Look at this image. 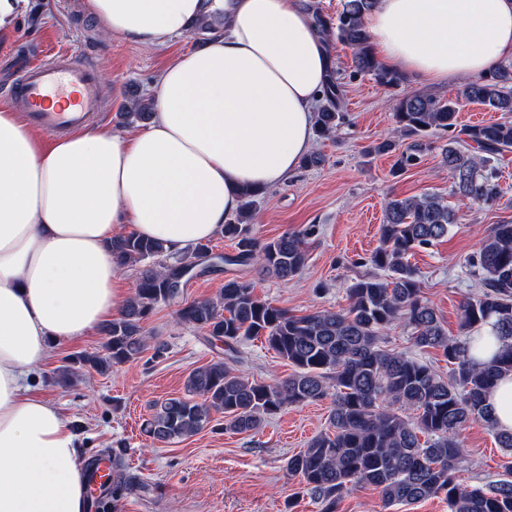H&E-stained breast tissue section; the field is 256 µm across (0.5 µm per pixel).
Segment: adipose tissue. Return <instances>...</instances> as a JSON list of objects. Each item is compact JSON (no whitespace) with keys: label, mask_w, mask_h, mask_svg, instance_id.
Instances as JSON below:
<instances>
[{"label":"adipose tissue","mask_w":512,"mask_h":512,"mask_svg":"<svg viewBox=\"0 0 512 512\" xmlns=\"http://www.w3.org/2000/svg\"><path fill=\"white\" fill-rule=\"evenodd\" d=\"M103 38L163 48L204 15L223 32L175 57L148 126L83 127L43 145L0 107V512H87L69 419L32 393L56 344L129 296L107 249L134 232L182 252L215 237L242 191L287 181L313 145L329 71L305 0H80ZM375 53L427 86L512 59V0H377Z\"/></svg>","instance_id":"ef3b65f1"}]
</instances>
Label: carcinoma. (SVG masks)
<instances>
[{"mask_svg": "<svg viewBox=\"0 0 512 512\" xmlns=\"http://www.w3.org/2000/svg\"><path fill=\"white\" fill-rule=\"evenodd\" d=\"M376 0H343L336 21L314 14L326 38L353 51L356 72L381 86L408 83L405 73L389 68L375 54L364 16ZM463 96L491 112L512 113V64L499 63L488 73L469 80ZM341 90L329 76L325 103L316 111L318 136H336L344 114ZM458 103L422 92L395 99L397 131L412 138L405 149L391 139L368 147V153L391 154L392 174L401 175L431 149L430 138L456 129ZM153 100L137 101L126 113L130 122L152 117ZM512 150V121L477 124L451 136L441 149L442 164L451 173L452 193L470 203L493 205L501 196L497 161ZM259 192L246 189L237 220L224 225V237L236 253L222 260L239 266L259 264L288 281L307 264L308 240L318 225L287 232L271 240L253 233L252 218ZM456 212L437 193L388 199L380 245L355 264L375 269L359 276L348 288V307L295 315L261 298L249 280L230 279L217 298L185 302L178 322L208 332L228 350L244 339H262L295 367L283 380H249L222 360L192 370L186 380L188 395L153 404L142 431L154 443H172L192 436L222 413L225 428L246 433L290 406L333 397L332 430L313 437L306 448L288 458V475L305 483L321 512H339L346 490L370 485L379 489L385 507L412 505L441 498L448 512H512V462L506 478L470 489L456 479L463 448L459 433L481 421L495 430L499 447L512 452V432L496 429L485 396L498 379L512 373V222L493 225L470 259L483 285L476 298L460 304L459 331L465 339L448 335L435 309L423 298L422 285L407 257L428 249L448 236ZM109 248L117 264L137 267L132 295L119 316L104 325L102 351L71 357L61 369L63 380L73 366L90 367L100 374L113 366L133 362L144 353V322L160 304L179 297L199 261L211 248L200 244L169 263L163 243L133 232L112 238ZM495 321L501 346L494 357L479 364L469 355L468 338L488 320ZM409 330L420 349H435L448 361L451 377L442 378L433 366L379 345L381 332L393 325ZM132 484L122 453L112 452V497Z\"/></svg>", "mask_w": 512, "mask_h": 512, "instance_id": "carcinoma-1", "label": "carcinoma"}]
</instances>
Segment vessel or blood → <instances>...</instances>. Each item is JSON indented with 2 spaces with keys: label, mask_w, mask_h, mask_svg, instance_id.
Listing matches in <instances>:
<instances>
[{
  "label": "vessel or blood",
  "mask_w": 512,
  "mask_h": 512,
  "mask_svg": "<svg viewBox=\"0 0 512 512\" xmlns=\"http://www.w3.org/2000/svg\"><path fill=\"white\" fill-rule=\"evenodd\" d=\"M10 97L23 103L31 119L49 134L86 123L100 107L95 74L74 53L25 67Z\"/></svg>",
  "instance_id": "obj_1"
}]
</instances>
